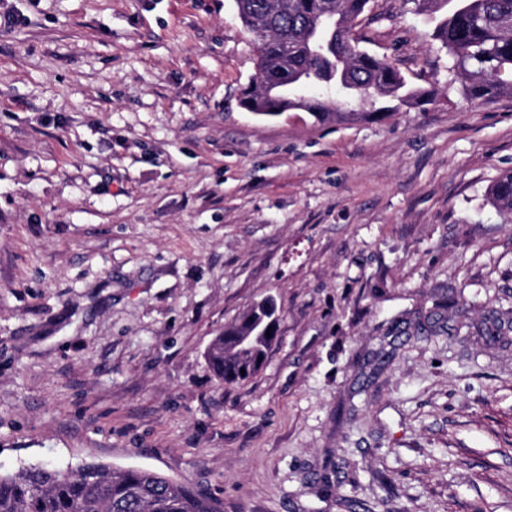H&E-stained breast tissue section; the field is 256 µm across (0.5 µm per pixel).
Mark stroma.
Listing matches in <instances>:
<instances>
[{
    "instance_id": "1",
    "label": "stroma",
    "mask_w": 512,
    "mask_h": 512,
    "mask_svg": "<svg viewBox=\"0 0 512 512\" xmlns=\"http://www.w3.org/2000/svg\"><path fill=\"white\" fill-rule=\"evenodd\" d=\"M0 470L105 462L224 512H512V95L412 0L353 36L410 107L241 103L235 0H0ZM272 297L261 369L205 351ZM449 333L428 335L433 319ZM493 203L507 213L512 212V173L499 178L491 190Z\"/></svg>"
}]
</instances>
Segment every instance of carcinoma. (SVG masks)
Wrapping results in <instances>:
<instances>
[{"instance_id": "carcinoma-1", "label": "carcinoma", "mask_w": 512, "mask_h": 512, "mask_svg": "<svg viewBox=\"0 0 512 512\" xmlns=\"http://www.w3.org/2000/svg\"><path fill=\"white\" fill-rule=\"evenodd\" d=\"M370 0H236L240 19L257 33V73L242 103L260 117L305 109L324 120H358L366 112L332 108L331 99L306 98L305 88L337 89L347 99L389 97L401 105L419 98L384 58L352 44L351 29ZM416 11L440 13L433 39L452 60L451 73L470 100L512 92V0H413ZM493 203L512 212V173L491 190ZM250 308L224 329L205 353L226 384L244 382L262 367L276 340L262 333ZM252 335L250 345L236 338ZM0 512H223L221 503L159 472L88 463L60 469L24 464L0 473Z\"/></svg>"}]
</instances>
